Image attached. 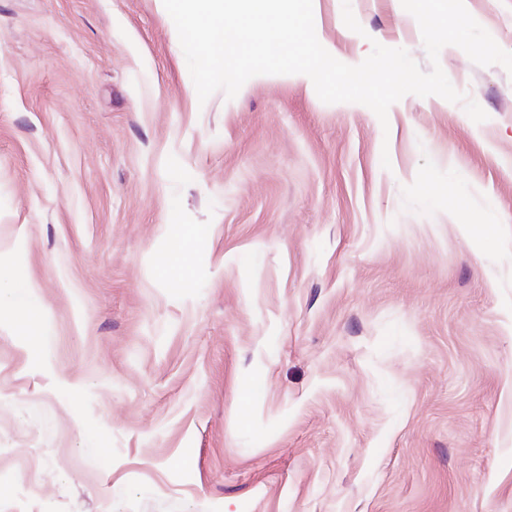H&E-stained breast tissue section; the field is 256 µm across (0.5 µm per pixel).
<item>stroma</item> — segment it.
I'll list each match as a JSON object with an SVG mask.
<instances>
[{"instance_id":"1","label":"stroma","mask_w":512,"mask_h":512,"mask_svg":"<svg viewBox=\"0 0 512 512\" xmlns=\"http://www.w3.org/2000/svg\"><path fill=\"white\" fill-rule=\"evenodd\" d=\"M465 6L512 52V0ZM313 14L431 68L401 0ZM174 28L0 0V512H512V74L442 48L481 123L202 103Z\"/></svg>"}]
</instances>
